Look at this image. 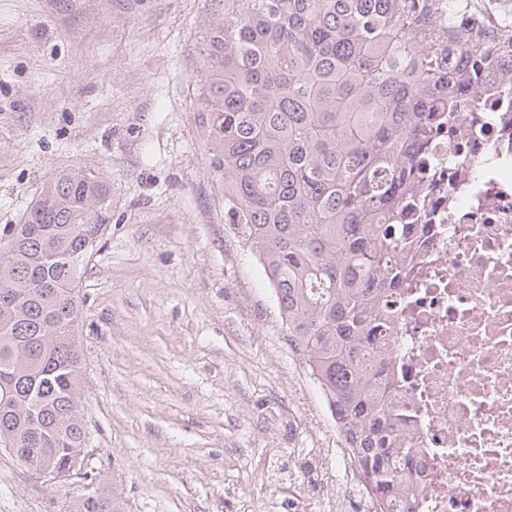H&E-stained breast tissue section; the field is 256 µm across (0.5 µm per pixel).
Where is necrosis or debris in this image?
I'll list each match as a JSON object with an SVG mask.
<instances>
[{
	"mask_svg": "<svg viewBox=\"0 0 512 512\" xmlns=\"http://www.w3.org/2000/svg\"><path fill=\"white\" fill-rule=\"evenodd\" d=\"M428 149L382 376L409 414L418 512H512V92L480 95Z\"/></svg>",
	"mask_w": 512,
	"mask_h": 512,
	"instance_id": "1",
	"label": "necrosis or debris"
}]
</instances>
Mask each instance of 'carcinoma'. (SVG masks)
Returning <instances> with one entry per match:
<instances>
[{
	"label": "carcinoma",
	"mask_w": 512,
	"mask_h": 512,
	"mask_svg": "<svg viewBox=\"0 0 512 512\" xmlns=\"http://www.w3.org/2000/svg\"><path fill=\"white\" fill-rule=\"evenodd\" d=\"M459 0H224L200 71L197 119L224 215L272 288L375 512H416L415 455L393 384L371 371L407 273L399 219L421 208L423 147L486 84L478 61L512 48ZM111 207L92 170L61 172L0 234V448L87 440L80 284ZM72 512H119L101 487Z\"/></svg>",
	"instance_id": "cac0c4a2"
}]
</instances>
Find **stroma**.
<instances>
[{
    "mask_svg": "<svg viewBox=\"0 0 512 512\" xmlns=\"http://www.w3.org/2000/svg\"><path fill=\"white\" fill-rule=\"evenodd\" d=\"M216 0H0V228L43 183L112 187L81 281L84 477L47 483L0 448V512H371L336 497L348 450L224 219L196 119ZM119 504L112 493L105 488L94 487L90 492H84L74 503L72 512H119Z\"/></svg>",
    "mask_w": 512,
    "mask_h": 512,
    "instance_id": "35a3bbf8",
    "label": "stroma"
}]
</instances>
